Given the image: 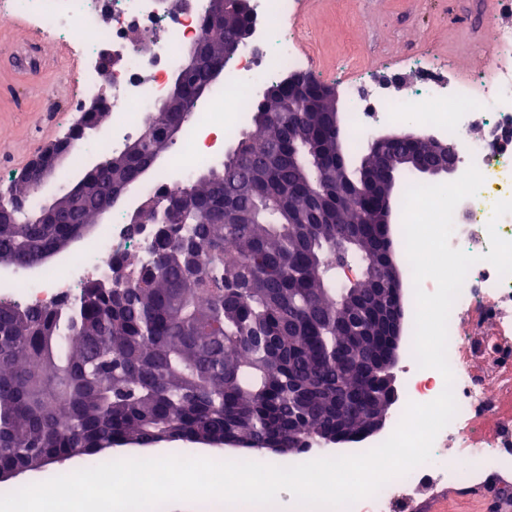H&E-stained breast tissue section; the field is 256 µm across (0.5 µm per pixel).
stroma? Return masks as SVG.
I'll list each match as a JSON object with an SVG mask.
<instances>
[{"label": "stroma", "instance_id": "35a3bbf8", "mask_svg": "<svg viewBox=\"0 0 512 512\" xmlns=\"http://www.w3.org/2000/svg\"><path fill=\"white\" fill-rule=\"evenodd\" d=\"M303 24L321 61L316 80L335 84L337 65L355 49L371 77L400 97L420 75L386 65L385 57L430 51L453 59L458 73L487 71L490 34L512 26V13L491 11L485 0H315L304 8ZM71 68L63 47L40 43L29 25L0 19V173L18 175L73 128L80 111L66 97Z\"/></svg>", "mask_w": 512, "mask_h": 512}]
</instances>
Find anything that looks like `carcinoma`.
<instances>
[{
    "instance_id": "obj_1",
    "label": "carcinoma",
    "mask_w": 512,
    "mask_h": 512,
    "mask_svg": "<svg viewBox=\"0 0 512 512\" xmlns=\"http://www.w3.org/2000/svg\"><path fill=\"white\" fill-rule=\"evenodd\" d=\"M250 23L230 11L202 45L221 52ZM191 83L207 89L215 78L203 64ZM319 96L312 85L310 112L289 111L286 92L253 102V129L224 164L199 166L147 203L150 260L116 257L78 299L51 308L0 301V465L20 463L47 481L61 475L50 459L78 449L97 466L130 443H323L338 405L353 428L389 411L392 240L376 206L397 209L416 180L405 157L417 148L373 151L348 128L336 132V112ZM175 111L186 121L191 102L159 106L157 130ZM171 144L158 133L131 160L111 153L91 175L94 190L75 209L60 200L48 223L21 211L0 224V264L40 262L84 238L116 185L140 182ZM355 159L377 178L353 185ZM387 171L401 177L396 192L384 185ZM352 265L362 269L355 285L338 278ZM346 298L364 313L343 329L336 309Z\"/></svg>"
}]
</instances>
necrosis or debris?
Wrapping results in <instances>:
<instances>
[{
  "mask_svg": "<svg viewBox=\"0 0 512 512\" xmlns=\"http://www.w3.org/2000/svg\"><path fill=\"white\" fill-rule=\"evenodd\" d=\"M254 37L227 65L207 107L186 121L187 136L166 161L168 176L141 182L136 196L152 198L172 189L213 152L202 132L212 129L235 139L248 119L249 101L241 87L257 89L287 73L307 71L312 60L300 49L299 0H252ZM208 0H0V14L27 18L35 34L68 46L79 61L69 77L74 98L98 90L95 61L105 46L120 60L112 72V143L121 145L142 129L141 118L161 97L181 63V49L208 39L203 19ZM111 10L112 25L99 17ZM500 54L491 74L459 79L446 64L410 58L406 67L423 75L421 85L400 98L387 96L374 81L346 80L343 91L355 134L371 133L374 123L398 125L415 117L423 130L446 139L457 153V173L476 166L484 183L476 196L461 201L453 215L452 247L478 256L465 279L448 321L447 356L458 405L454 419L437 435L429 462L356 502L349 512H400L425 492L478 483L481 474L512 475V276H499L483 261L489 253L486 225L512 241V214L493 219L496 201L512 199V28H498ZM125 209L52 267L19 283L0 278V298L41 308L79 297L89 278L101 276L116 255L144 259L153 237L149 225L134 228ZM405 399L427 403L443 390V376L419 368L413 354L402 364Z\"/></svg>",
  "mask_w": 512,
  "mask_h": 512,
  "instance_id": "necrosis-or-debris-1",
  "label": "necrosis or debris"
}]
</instances>
